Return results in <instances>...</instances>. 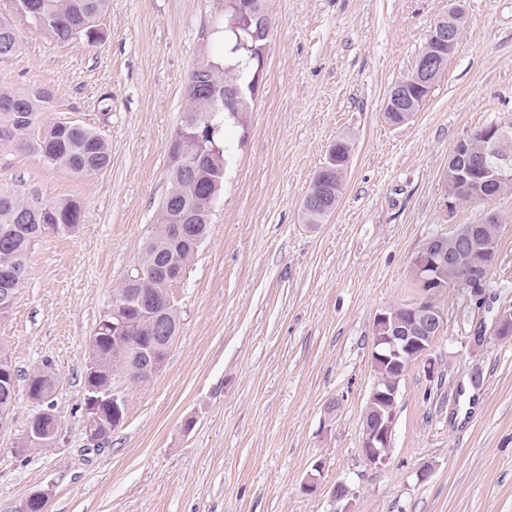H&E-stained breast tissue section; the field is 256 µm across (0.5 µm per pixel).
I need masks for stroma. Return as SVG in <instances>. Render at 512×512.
I'll use <instances>...</instances> for the list:
<instances>
[{"instance_id":"1","label":"stroma","mask_w":512,"mask_h":512,"mask_svg":"<svg viewBox=\"0 0 512 512\" xmlns=\"http://www.w3.org/2000/svg\"><path fill=\"white\" fill-rule=\"evenodd\" d=\"M449 0H267L263 79L232 143L209 233L170 288L180 332L149 382L112 377L125 415L84 433L89 338L138 262L170 189L168 148L192 69L224 53V0H109L100 40L56 43L11 16L21 52L0 86L47 87L44 123L98 131L110 164L81 178L0 151V187L81 203L69 234L35 242L0 344L20 376L51 363L55 445L18 452L35 411L18 394L0 433V512L35 491L48 512H512V340L469 337L512 307V192L450 202L456 144L512 123V0H464L466 24L418 112L394 126L391 87ZM354 143L344 194L323 223L303 199L338 137ZM503 218L483 304L451 286L428 361L401 384L388 461L368 466L362 419L373 321L421 295L412 262L432 237ZM429 466L419 481L421 466Z\"/></svg>"}]
</instances>
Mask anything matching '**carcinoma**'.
Listing matches in <instances>:
<instances>
[{
	"label": "carcinoma",
	"mask_w": 512,
	"mask_h": 512,
	"mask_svg": "<svg viewBox=\"0 0 512 512\" xmlns=\"http://www.w3.org/2000/svg\"><path fill=\"white\" fill-rule=\"evenodd\" d=\"M108 0H12V8L19 16L34 8L41 15L42 26L37 32L59 44L85 37L89 42L100 39L94 31L97 21L106 12ZM225 65L203 61L188 76L185 94L187 111L182 131L172 139V152L180 151L179 137L192 130V123L207 114L216 117L215 106L222 105L224 87L246 85L256 68L254 60L243 49L234 50L236 35L227 30ZM21 49L15 29L7 18H0V61L14 57ZM54 94L43 88L17 93L0 87V150H25L37 155L44 163L60 166L73 174L88 177L106 168L111 159L106 139L97 131L80 124H72L59 133H50L42 122L43 112L52 107ZM353 143L348 137H339L333 146L336 157L330 158L333 168L322 163L325 182L321 188L325 196L324 210L303 206L307 223L319 224L337 207L345 187V174ZM207 152L197 155L190 163L177 161L168 167L171 190L159 212L155 230L144 243L140 256L142 277L136 290L152 302L150 310H159L169 300L171 284L194 259L203 243L211 221V211L224 181L226 153ZM47 205L57 219L58 233H71L77 227V215L82 206L74 200L45 202L34 190L18 192L0 189V289L10 288L11 275L24 277L25 260L31 246L42 236L41 206ZM179 224H194L199 238H182L176 234ZM448 248L457 252L453 265L442 271L445 285L460 283L465 254L456 251V241L448 239ZM133 327L128 333L130 345L143 348L154 341L156 325L164 320L179 321L175 309L169 316L156 319L132 310ZM97 356L98 367L93 377L85 380L88 387L104 391L112 387V376L123 371L122 364L128 352H116L112 346V327L100 332Z\"/></svg>",
	"instance_id": "obj_1"
}]
</instances>
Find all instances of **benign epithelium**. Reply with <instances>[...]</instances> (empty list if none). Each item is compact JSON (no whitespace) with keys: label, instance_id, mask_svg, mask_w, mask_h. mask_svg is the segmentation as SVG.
I'll use <instances>...</instances> for the list:
<instances>
[{"label":"benign epithelium","instance_id":"7a95c632","mask_svg":"<svg viewBox=\"0 0 512 512\" xmlns=\"http://www.w3.org/2000/svg\"><path fill=\"white\" fill-rule=\"evenodd\" d=\"M461 12L459 5L449 8L448 13L432 25L427 42L440 46L454 42L457 37L455 17ZM254 23L259 24L262 30L261 38H267L270 27L260 0H254L245 9H232L228 17V28L235 32L241 28L248 31ZM444 70L445 63L440 55L419 59L410 74L394 84L393 96L387 98V106L404 113L405 120L412 119L417 103L406 96V86L412 85L427 95ZM479 138L490 145L493 159L476 166L462 162L448 169V181L454 186V192L448 198L453 201L491 199L497 187L512 182V124H488L480 131ZM453 236L466 252L462 283L479 301L484 289L478 284L485 280L496 259L494 243L478 238L465 228L456 230ZM447 263L448 237L437 236L417 252L412 263L413 276L417 287L422 290V297L412 304L389 308L374 318L372 364L378 373L367 399L361 443L362 457L371 467L380 466L389 459L400 382L405 371L412 363L426 359L443 327L444 317L437 300V274ZM142 306L144 303L134 289L113 296L112 306L107 310L112 315V344H123V334L131 324V309ZM507 339H512V308L500 310L491 328L480 327L474 331L472 343L482 346ZM170 342L169 327L166 326L152 347L138 351L128 360L127 376L137 382L144 374L153 377L159 373L164 366V361L159 358L161 345ZM86 399L85 435L97 446L102 442V433L108 430L110 421L122 417L124 400L113 392L106 398L88 395ZM35 507L46 512L47 492L31 493L19 512H32Z\"/></svg>","mask_w":512,"mask_h":512}]
</instances>
